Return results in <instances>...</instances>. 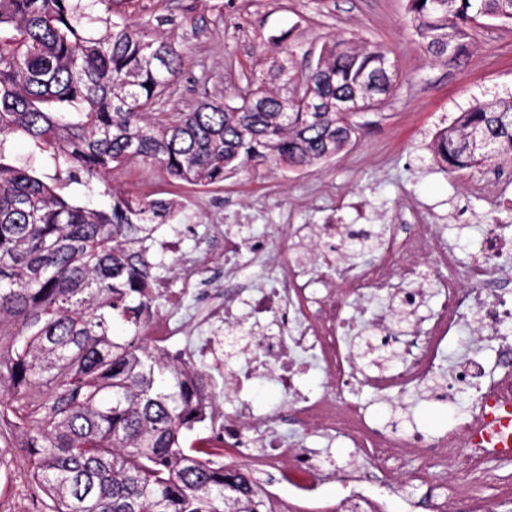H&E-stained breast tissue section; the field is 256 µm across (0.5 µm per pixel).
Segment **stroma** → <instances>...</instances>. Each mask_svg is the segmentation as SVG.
Returning <instances> with one entry per match:
<instances>
[{
  "label": "stroma",
  "mask_w": 512,
  "mask_h": 512,
  "mask_svg": "<svg viewBox=\"0 0 512 512\" xmlns=\"http://www.w3.org/2000/svg\"><path fill=\"white\" fill-rule=\"evenodd\" d=\"M408 0H111L113 18L146 25L177 42L181 74L158 109L192 110L201 94L235 99L245 78L265 72L270 38L286 35L302 77L310 54L334 39L384 46L400 77L376 110L356 117V139L311 170L258 168L223 182L197 186L175 183L162 170L130 160L115 168L112 185L139 196L175 200L182 224L181 251L156 257L154 274L178 286L188 259L202 258L209 227L238 211L253 213L252 235L282 247L292 241L291 224H318L328 217L359 223L392 224L405 201L425 223L446 229L462 261L474 256L485 222L512 226V212L497 197L512 199V159L447 170L432 158L429 144L479 101L512 98V25L486 21L473 27L469 57L459 67L433 61L419 47L407 14ZM496 186V197L474 194L476 184ZM403 430H447L446 405L404 397ZM18 449L0 447V512H43L30 492Z\"/></svg>",
  "instance_id": "35a3bbf8"
}]
</instances>
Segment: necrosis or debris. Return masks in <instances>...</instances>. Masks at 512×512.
<instances>
[{"label": "necrosis or debris", "instance_id": "4bbe7bcc", "mask_svg": "<svg viewBox=\"0 0 512 512\" xmlns=\"http://www.w3.org/2000/svg\"><path fill=\"white\" fill-rule=\"evenodd\" d=\"M245 230L242 224L223 225L224 251L216 258L228 278L236 275L243 251L266 264L263 285L242 305L219 303L197 318L188 313L195 292L191 279L177 288L157 280L151 292L165 308L151 310L141 323V335L164 351L172 338L184 336L183 348L172 350L174 358H191L198 370L221 377L231 405L205 410L209 446H233L254 471L276 470L267 491L274 495L287 487L298 512H386V499L408 465L419 480L436 473L449 478L423 500V512H494L496 502L512 503V480L468 444L471 429L486 415L512 405V300L493 274L497 260L512 256V236L487 225L478 253L463 264L437 225L415 224L401 237L384 233L375 260L357 268L337 259L339 225H290L294 247L279 261L272 260L268 240L247 239ZM428 278L435 281L430 303L408 292ZM406 297L412 303L404 331L395 329L389 307H371L377 298L389 303ZM363 320L374 341L391 342L399 351L398 362L382 370L361 366L349 339ZM466 327L491 332L498 357L487 367L474 348L456 364L448 389L467 392L469 399L448 432L384 430L345 397L355 386L381 397L428 388L448 344ZM316 369L326 391L303 384ZM263 378L287 395L296 435L278 432L279 410L243 400V392ZM310 437L352 449L349 467L337 468L327 449L303 447ZM333 479L347 491L334 507L321 498L322 485ZM479 482L494 489V498L476 491Z\"/></svg>", "mask_w": 512, "mask_h": 512}]
</instances>
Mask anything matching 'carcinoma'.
Instances as JSON below:
<instances>
[{
	"label": "carcinoma",
	"instance_id": "carcinoma-1",
	"mask_svg": "<svg viewBox=\"0 0 512 512\" xmlns=\"http://www.w3.org/2000/svg\"><path fill=\"white\" fill-rule=\"evenodd\" d=\"M107 0H0V438L13 439L49 512H282L250 469L188 440L210 398L202 374L140 335L152 305L147 242L177 203L109 185L130 159L207 186L249 168L312 169L356 127L343 102L377 107L398 78L377 44L337 39L307 68L302 93L320 112L285 108L291 57L273 42L266 72L240 102L209 97L189 112L150 111L179 78L171 39L112 19ZM420 47L461 64L470 24L512 23V0H408ZM20 134L65 165L49 180L16 166ZM450 170L512 157V100L476 103L431 144ZM98 182L111 197L89 208L64 194ZM120 319L129 335L112 336ZM359 356L395 359L368 336Z\"/></svg>",
	"mask_w": 512,
	"mask_h": 512
}]
</instances>
